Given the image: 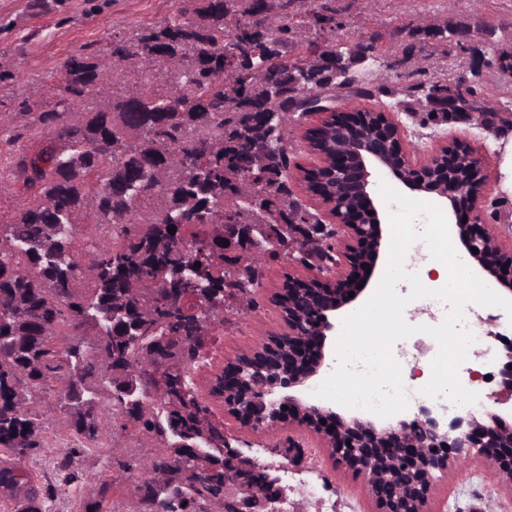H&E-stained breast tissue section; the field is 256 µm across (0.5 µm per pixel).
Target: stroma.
<instances>
[{"label": "stroma", "instance_id": "stroma-1", "mask_svg": "<svg viewBox=\"0 0 512 512\" xmlns=\"http://www.w3.org/2000/svg\"><path fill=\"white\" fill-rule=\"evenodd\" d=\"M173 0H0V165L7 164L13 150L30 144L35 132L26 103L38 108L55 106L54 85L63 61L75 50L129 34L142 24L164 18ZM487 14L504 31L512 30V0H382L379 13L365 19L348 18L356 39L385 43L392 31L414 24L418 15L461 18ZM448 68L418 70L410 64L389 68V84L406 86L442 77L466 79V58L459 46L448 48ZM404 134L416 159H424L443 138H459L497 156L500 140L476 126L445 125L423 132L407 121ZM291 265L275 263L265 270L259 306L249 315L233 319L216 345L208 369L200 380L214 377L225 360L255 349L283 326L277 297L291 273ZM44 442L24 461L37 483L50 485L52 494L46 512H80L82 498L93 479L108 473L116 459L141 457L146 453L133 437L123 434L101 445H79L63 423L59 403L45 405ZM308 448L318 450V481L326 497L336 502V512H375L362 477L336 466L320 452V440L304 432ZM70 455L68 473L56 471L54 461ZM433 512H512V491L497 483L480 458L449 469L434 486Z\"/></svg>", "mask_w": 512, "mask_h": 512}]
</instances>
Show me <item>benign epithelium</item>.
<instances>
[{
    "label": "benign epithelium",
    "instance_id": "7a95c632",
    "mask_svg": "<svg viewBox=\"0 0 512 512\" xmlns=\"http://www.w3.org/2000/svg\"><path fill=\"white\" fill-rule=\"evenodd\" d=\"M496 35L493 20L460 26L456 41L467 48L471 75L493 71L487 46ZM324 112H307L288 133L307 138L328 123L335 146L322 163L332 203H320L333 232L321 233L314 224H226L224 270L253 276V260L271 252L297 253L298 273L288 276L283 294L288 305L285 328L265 343L266 349L285 344L288 367L273 368L256 360L244 377L224 363V411L240 432L277 435L288 432L290 449L281 452L285 463L306 464L307 452L295 431L320 438L330 458L359 474L368 488L385 486L386 501L379 512H432L430 493L438 472L461 465L478 449L499 483L512 488V423L502 406L512 404V336H495L501 346L497 389L479 413L448 418V413L421 404L413 417L397 414L384 422L341 414L302 395V389L326 374L334 358L331 337L336 316L367 291L373 270L385 250L382 224L387 213L376 197L374 175L384 172L407 190L435 199L455 217L450 232L470 255L475 273L490 279L500 291L512 294V213L486 219L489 187L496 161L470 143L452 139L438 145L429 158L415 159L394 114L378 106L376 120L341 103L340 95L321 94ZM488 102L466 93L448 98L453 123L486 125ZM317 180L314 168L297 175L288 166V185L299 186V201L311 199L305 181ZM467 222L461 223V216ZM478 253H472V249ZM354 297H349V293ZM239 437L224 433V489L237 512H267L285 490L276 470L239 447Z\"/></svg>",
    "mask_w": 512,
    "mask_h": 512
}]
</instances>
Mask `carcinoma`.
<instances>
[{
	"label": "carcinoma",
	"mask_w": 512,
	"mask_h": 512,
	"mask_svg": "<svg viewBox=\"0 0 512 512\" xmlns=\"http://www.w3.org/2000/svg\"><path fill=\"white\" fill-rule=\"evenodd\" d=\"M288 2L175 0L160 21L69 56L54 109L26 104L36 143L0 178V193L17 184L24 196L0 221V450L9 455L0 495L24 512H43L50 496L23 461L41 447L52 391L81 443L131 428L157 449L139 459L146 496L166 498L174 483L171 512L234 509L224 503V423L188 381L229 316L242 314L236 298L224 300V224L307 220L288 201V130L276 112L319 91L328 56L357 64L365 51L334 16L315 24L314 0L291 12ZM409 36L430 45L429 66L443 63L448 18ZM450 93L460 86L420 82L389 91L390 105L439 125L452 115L430 101ZM257 188L260 204L242 203ZM162 336L161 367L183 390L145 403L119 396L139 385V362ZM189 470L211 476L195 484ZM122 484L108 476L81 512H117L108 494Z\"/></svg>",
	"instance_id": "obj_1"
}]
</instances>
